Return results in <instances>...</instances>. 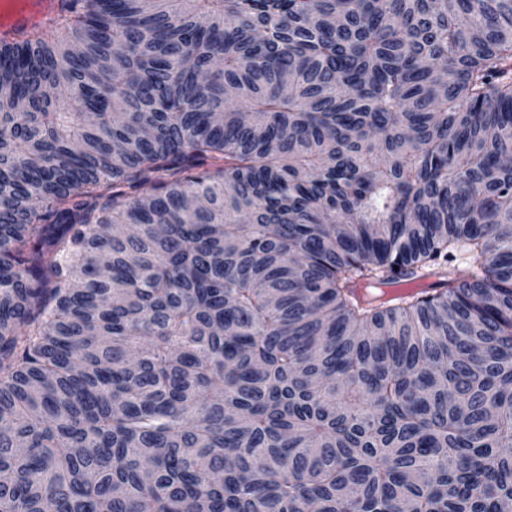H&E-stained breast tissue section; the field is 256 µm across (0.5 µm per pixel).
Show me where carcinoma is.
<instances>
[{"label": "carcinoma", "mask_w": 512, "mask_h": 512, "mask_svg": "<svg viewBox=\"0 0 512 512\" xmlns=\"http://www.w3.org/2000/svg\"><path fill=\"white\" fill-rule=\"evenodd\" d=\"M510 159L512 0L0 44V512H512Z\"/></svg>", "instance_id": "obj_1"}]
</instances>
